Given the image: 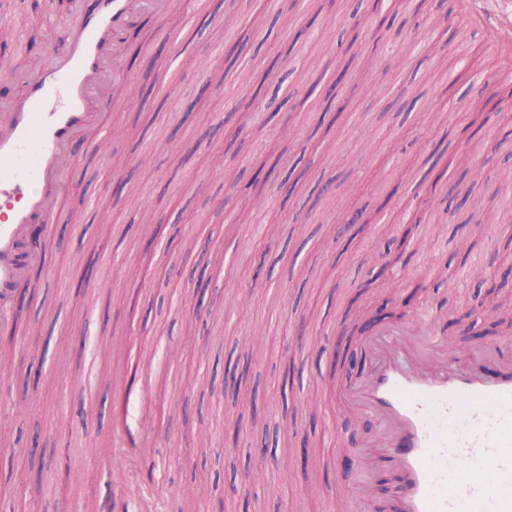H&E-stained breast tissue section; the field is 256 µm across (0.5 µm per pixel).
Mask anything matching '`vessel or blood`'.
<instances>
[{
  "label": "vessel or blood",
  "mask_w": 512,
  "mask_h": 512,
  "mask_svg": "<svg viewBox=\"0 0 512 512\" xmlns=\"http://www.w3.org/2000/svg\"><path fill=\"white\" fill-rule=\"evenodd\" d=\"M169 0H79L78 20L50 44L38 74L19 96L0 101V334L23 313L18 291L46 260L61 198L80 190L68 178L75 147L98 151L104 118L132 92L115 48L135 18H162ZM369 367L343 389L346 409L374 419L372 442L342 453L359 463L348 488L351 512H371L374 484L387 473L392 512H512V485L490 474L512 473V361L485 348L486 366L448 356V338L433 316L398 328L375 327L362 338Z\"/></svg>",
  "instance_id": "obj_1"
}]
</instances>
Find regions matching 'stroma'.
Masks as SVG:
<instances>
[{
	"instance_id": "obj_1",
	"label": "stroma",
	"mask_w": 512,
	"mask_h": 512,
	"mask_svg": "<svg viewBox=\"0 0 512 512\" xmlns=\"http://www.w3.org/2000/svg\"><path fill=\"white\" fill-rule=\"evenodd\" d=\"M392 18L371 19L370 0H174L163 20L143 16L123 59L133 84L106 116L112 135L78 150L82 190L67 195L52 227L46 265L1 358L0 423L20 449L0 451V492L39 500L40 512H112L113 385L86 387L90 354H130L150 394L126 399L133 428L150 426L146 462L165 475L179 512H329L355 468L336 456L375 435L372 419L339 399L349 375L367 369L358 344L378 322L433 314L470 360L512 345V204L503 224L481 230L471 206L445 203L468 157L489 176L512 166V89L476 26L446 25L448 0L420 11L382 0ZM60 0H0V99L32 78L70 21ZM276 107L254 99L258 83ZM390 90L402 109L373 100ZM361 220L347 226L346 216ZM492 285L455 294L433 279L462 273L460 241ZM94 264L93 287L82 276ZM253 286L252 316L238 305ZM266 340L255 352L244 338ZM193 337L191 348L174 344ZM291 387H283L286 361ZM246 368L239 392L228 369ZM317 392L308 414L301 401ZM306 441L303 480L282 486L272 460L256 456L259 433ZM38 443L44 482L2 481ZM71 449L78 481L53 476L55 449ZM264 465L268 480L247 499L227 496L232 473ZM212 475L206 496L187 499L192 474Z\"/></svg>"
}]
</instances>
